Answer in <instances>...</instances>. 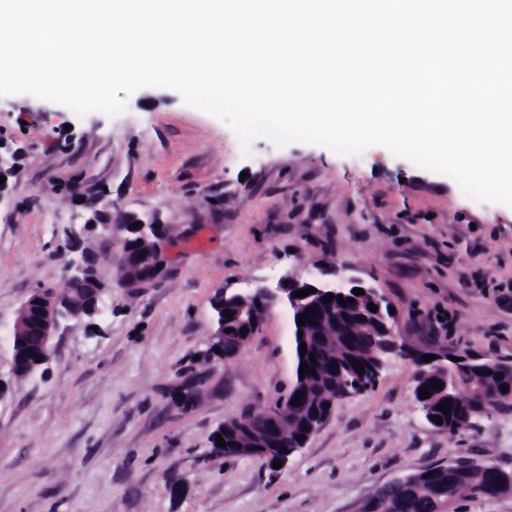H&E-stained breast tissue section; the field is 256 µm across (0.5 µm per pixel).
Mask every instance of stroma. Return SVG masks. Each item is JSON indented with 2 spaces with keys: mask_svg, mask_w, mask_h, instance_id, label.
I'll list each match as a JSON object with an SVG mask.
<instances>
[{
  "mask_svg": "<svg viewBox=\"0 0 512 512\" xmlns=\"http://www.w3.org/2000/svg\"><path fill=\"white\" fill-rule=\"evenodd\" d=\"M18 171L0 199V512H359L375 490L460 456L512 471V404L463 434L431 427L414 364L337 400L283 468L214 452L218 424L283 401L296 382L287 308L232 357L207 354L214 297L344 270L379 289L409 348L512 361V206L374 145H242L167 88L117 116L0 96ZM156 218L165 273L127 287L120 218ZM109 289L94 322H65L46 375L12 379L18 311L62 291L63 244Z\"/></svg>",
  "mask_w": 512,
  "mask_h": 512,
  "instance_id": "35a3bbf8",
  "label": "stroma"
}]
</instances>
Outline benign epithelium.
I'll return each mask as SVG.
<instances>
[{
  "instance_id": "obj_1",
  "label": "benign epithelium",
  "mask_w": 512,
  "mask_h": 512,
  "mask_svg": "<svg viewBox=\"0 0 512 512\" xmlns=\"http://www.w3.org/2000/svg\"><path fill=\"white\" fill-rule=\"evenodd\" d=\"M16 174L15 156L9 152L0 151V178H5V183L0 184V197L8 189V180ZM150 236L143 237L144 248L133 249L129 243L123 244L121 261L117 265L119 276L131 285H138L149 282L160 277L167 266L166 251L161 244L145 248ZM68 281L71 288L86 287L87 277L86 261L73 258L67 261ZM313 287L316 292L302 298L292 296V293L302 289ZM350 288H361L364 293L371 296L378 305H383L385 297L373 287L365 286L359 281L336 279L327 281L321 279L300 280L290 279L288 284L272 291L268 288H256L247 293H225L221 296L224 301V308L232 312L230 317H222L218 321V328L215 335L219 336L220 352L219 359H226L233 356L240 346L249 337L257 333L259 323L251 319L253 305L259 303L266 311H271L277 306H285L296 313H302L305 307H314L320 311L321 318L332 316V310L325 307L324 297L328 294L334 297L346 295ZM104 308L98 302H89L84 297L62 296L51 294L31 295L21 306L14 325L13 333H22L34 336L38 340L41 349L42 361L34 365H20L11 367V375L19 379V373H24L28 378L36 374L40 367L49 363L54 353L53 336L62 321L92 320L102 314ZM397 316L391 315L383 324L384 344L390 346L389 352L401 357H411L417 368L426 371V367L444 362V359L437 358L431 362H425L419 355L412 353L410 349L398 343L396 333ZM285 419V415L275 409L259 411L248 418L244 431L251 439L250 451L254 456L269 458L272 462L287 463L288 458L296 452L294 448L285 450L280 448L278 437Z\"/></svg>"
}]
</instances>
